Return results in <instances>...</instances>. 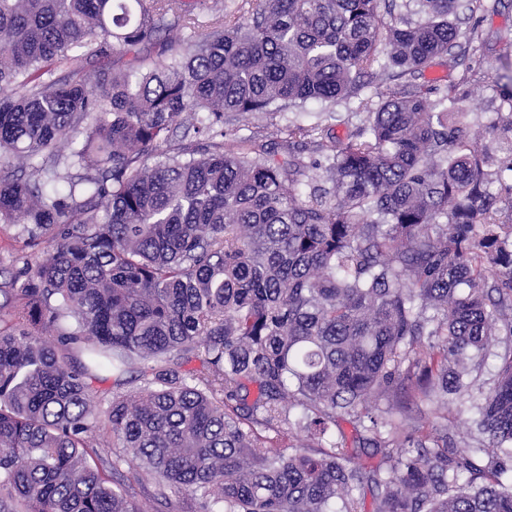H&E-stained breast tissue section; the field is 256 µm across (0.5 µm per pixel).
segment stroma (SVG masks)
I'll return each mask as SVG.
<instances>
[{
  "label": "stroma",
  "mask_w": 512,
  "mask_h": 512,
  "mask_svg": "<svg viewBox=\"0 0 512 512\" xmlns=\"http://www.w3.org/2000/svg\"><path fill=\"white\" fill-rule=\"evenodd\" d=\"M459 27L474 32L472 43L463 45L457 57L443 56L434 59L418 80L428 86L444 87L456 83L463 96L458 106L465 114L464 123L470 137L479 147L485 148L496 158L504 157L507 146L498 133L490 129L489 121L496 113L512 111L504 102L498 81L512 65V0H476L473 10L461 12ZM327 114L325 132L328 137L344 138L350 124L359 123L366 116V109L359 97L328 104L310 101L301 107L284 106L276 112H256L241 119L234 114L224 117V142L232 144L241 138L255 144L283 141V128L292 123L310 124L319 114ZM49 242L31 248L21 225L0 226V271L11 274L21 267L20 256L43 255ZM505 343L492 346L483 365L475 372V383L461 399L448 406V436L451 447H477L483 441L474 421L476 406L494 387L499 366L498 355Z\"/></svg>",
  "instance_id": "stroma-1"
}]
</instances>
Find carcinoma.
<instances>
[{
    "label": "carcinoma",
    "mask_w": 512,
    "mask_h": 512,
    "mask_svg": "<svg viewBox=\"0 0 512 512\" xmlns=\"http://www.w3.org/2000/svg\"><path fill=\"white\" fill-rule=\"evenodd\" d=\"M382 3L0 0V224L52 245L0 287V512H364L363 489L372 512H512V348L479 448L399 400L448 402L512 338V160L470 139L455 86L375 92L307 162L224 151L226 113L460 47L458 0L395 24ZM180 128L213 149L171 150Z\"/></svg>",
    "instance_id": "1"
}]
</instances>
